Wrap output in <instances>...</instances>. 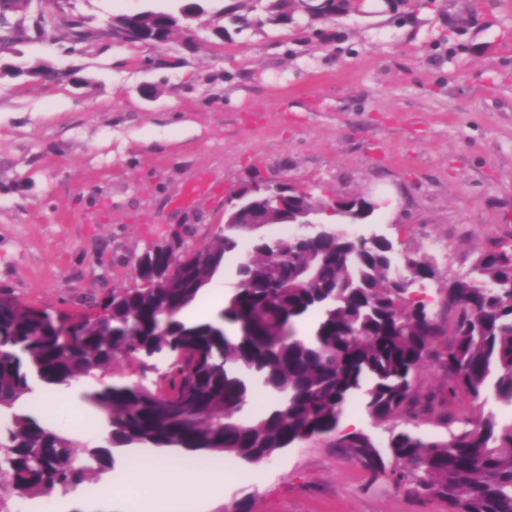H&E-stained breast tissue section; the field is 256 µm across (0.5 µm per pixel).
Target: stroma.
I'll return each instance as SVG.
<instances>
[{"label":"stroma","instance_id":"stroma-1","mask_svg":"<svg viewBox=\"0 0 512 512\" xmlns=\"http://www.w3.org/2000/svg\"><path fill=\"white\" fill-rule=\"evenodd\" d=\"M235 2L211 0L190 50L177 34L161 52L92 41L66 55L30 41L0 56L73 74L0 79V293L74 322L94 317L91 299L133 287L146 248L219 233L225 198L255 169L325 201L369 194L383 202L371 231L439 273L426 288L435 356L415 379L435 410L379 424L357 402L345 412L379 439L392 428L447 438L445 286L512 242V0H362L356 12L279 25L265 20L268 0L232 22L222 10ZM146 5L70 0L95 29ZM159 53L168 67L149 66ZM202 180L209 191L177 205ZM153 494L158 512H448L372 477L331 437L244 467L201 503L164 483Z\"/></svg>","mask_w":512,"mask_h":512}]
</instances>
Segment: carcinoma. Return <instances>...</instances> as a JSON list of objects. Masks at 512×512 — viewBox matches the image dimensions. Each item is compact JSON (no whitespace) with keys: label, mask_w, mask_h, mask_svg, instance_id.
Listing matches in <instances>:
<instances>
[{"label":"carcinoma","mask_w":512,"mask_h":512,"mask_svg":"<svg viewBox=\"0 0 512 512\" xmlns=\"http://www.w3.org/2000/svg\"><path fill=\"white\" fill-rule=\"evenodd\" d=\"M208 0H169L126 19L124 27L166 44L177 32L180 10H207ZM30 0H0V45L10 48L46 33L36 14L18 15ZM353 0H271L267 21L278 24L304 12L346 13ZM62 31L76 46L92 41L87 22L68 19ZM285 209L241 211L242 222L286 224L322 200L277 186ZM350 222L365 220L363 202L337 203ZM232 224L176 270L172 285L145 291L114 288L93 302L95 318L77 323L15 300L0 302V490L30 500L66 495L112 470L118 448H176L206 456L243 459L261 449L286 448L318 436L336 444L373 476H390L419 499L448 504V512H512V425L499 426L491 403L512 405V246L498 243L446 287L456 309L451 340L441 363L448 400L461 396L469 409L448 410L458 424L443 440L412 429L376 440L364 432L341 434L345 406L356 398L376 422L404 413L416 417L414 382L435 356L436 326L425 282L438 279L428 258L413 253L395 268L388 247H358L335 231L309 240L300 251L275 260L272 240L256 238L235 269L233 291L217 319L187 323L179 313L203 297L239 249ZM279 287L273 288V281ZM420 286V297L410 287ZM312 319L300 336L296 323ZM171 358L157 379L136 384L104 381L115 359L147 366L144 352ZM85 394L109 428L105 444L73 451L74 440L56 414L44 424L35 388L63 390L85 380Z\"/></svg>","instance_id":"1"}]
</instances>
